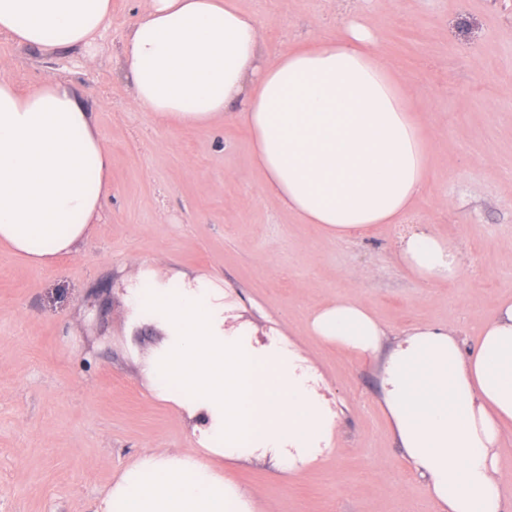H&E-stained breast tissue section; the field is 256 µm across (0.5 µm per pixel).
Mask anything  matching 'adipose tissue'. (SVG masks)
Wrapping results in <instances>:
<instances>
[{
	"instance_id": "ef3b65f1",
	"label": "adipose tissue",
	"mask_w": 512,
	"mask_h": 512,
	"mask_svg": "<svg viewBox=\"0 0 512 512\" xmlns=\"http://www.w3.org/2000/svg\"><path fill=\"white\" fill-rule=\"evenodd\" d=\"M111 12L112 0H0V35L85 49ZM376 44L371 21L357 16L334 39L273 56L258 22L230 0H142L119 64L132 103L158 120L202 127L235 112L267 191L302 223L348 240L401 223L426 185L424 127ZM110 172L70 88L50 77L22 93L0 79V247L37 268L79 253L112 191ZM395 256L428 285L463 271L454 246L426 230L400 236ZM126 301L165 331L152 389L194 423L207 455L141 457L97 512H251L245 493L219 477L223 461L269 456L295 477L323 457L339 428L327 383L294 344L229 324L233 306L217 279L142 267ZM306 329L376 362L383 408L434 512H503L497 449L512 425V301L468 349L431 323L386 344L357 297L314 310Z\"/></svg>"
}]
</instances>
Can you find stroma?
Listing matches in <instances>:
<instances>
[{
  "label": "stroma",
  "mask_w": 512,
  "mask_h": 512,
  "mask_svg": "<svg viewBox=\"0 0 512 512\" xmlns=\"http://www.w3.org/2000/svg\"><path fill=\"white\" fill-rule=\"evenodd\" d=\"M234 2L274 51L334 36L361 5ZM140 12V0H112L90 52L0 37V78L23 91L65 81L112 158V192L79 255L40 269L0 248V512H95L141 456L200 451L189 421L149 390L160 333H130L123 288L141 262L223 280L245 320L289 337L332 388L340 432L298 480L268 457L225 462L253 512H431L380 408L375 364L305 324L355 296L389 337L430 322L469 346L512 298V0H375L378 50L427 130L430 166L403 224L349 241L300 223L265 191L233 116L190 127L132 105L116 57ZM423 225L458 248L459 278L426 286L394 261L398 237Z\"/></svg>",
  "instance_id": "35a3bbf8"
}]
</instances>
